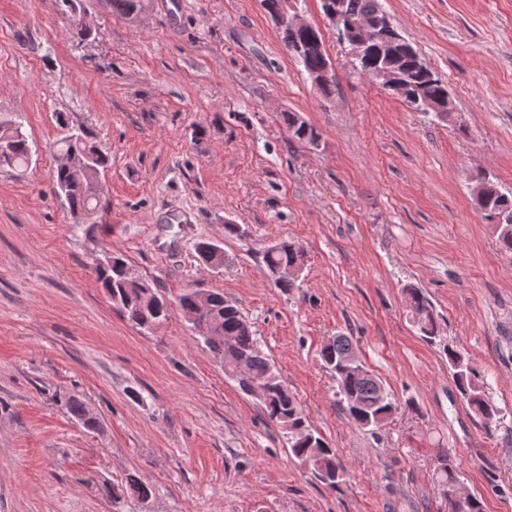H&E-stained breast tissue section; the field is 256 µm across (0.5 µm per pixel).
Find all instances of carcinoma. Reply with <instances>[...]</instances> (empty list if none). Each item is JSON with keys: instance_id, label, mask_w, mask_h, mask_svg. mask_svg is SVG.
I'll use <instances>...</instances> for the list:
<instances>
[{"instance_id": "1", "label": "carcinoma", "mask_w": 512, "mask_h": 512, "mask_svg": "<svg viewBox=\"0 0 512 512\" xmlns=\"http://www.w3.org/2000/svg\"><path fill=\"white\" fill-rule=\"evenodd\" d=\"M82 0H58L62 14L69 19L72 36L86 37V31L77 14L82 11ZM322 11L330 3H336L347 20L363 19L375 24L385 19V12L378 0H320ZM112 14L130 18L142 8V0H105ZM322 43L316 28L300 30L288 36L284 47L304 72L325 66L328 56L318 50ZM422 60L419 51L410 43L392 47L371 46L365 56L358 59L361 70L389 69L396 71L406 86V92L397 95L413 109H418V90L426 89L429 97L439 102L443 115L449 120L447 82L432 68L423 71L418 67ZM279 119L291 136L299 141L313 142L319 139L316 129L295 112H282ZM19 120L0 121V147L7 152L0 155L1 169H19L32 161V146L21 128ZM62 155L52 174L51 191L63 198L71 215H89L108 207L109 202L100 195L96 175L103 174L110 165L109 155L93 142L84 130L70 133L58 142ZM476 186L480 191L473 195L475 209L493 221L498 233V243L506 253H512V192L505 193L496 185L478 176ZM196 252L207 265L224 266L223 249L211 242H199ZM263 261L275 285L285 291L296 287L297 278L288 274L292 267L304 266V252L295 242L283 240L269 246ZM99 281L112 305L134 326L149 331L168 320L171 303L145 280L138 277L127 261L113 256L104 265L96 267ZM406 303L412 322L423 337L433 343L438 326L430 300L422 289L405 288ZM181 311L193 313L197 325L206 329L204 342L220 360L224 374L232 378L246 395L253 394V384L263 388L260 402L269 420L288 433V443L293 456L312 470L315 477L334 490L345 480V472L339 462L336 449L306 425L295 395L288 389L278 370L272 365L251 324L240 309L224 298L220 291L207 289L201 297L195 289L178 298ZM448 366L461 397L478 418L487 433L492 434L503 420L502 409L485 394L479 374L456 350L444 346ZM354 356L351 337L338 334L332 337L320 351L323 368L336 382L338 404L345 416L363 429L379 430L398 410L396 399L385 389L382 382L361 361L350 363ZM447 452L442 450L439 465L434 467L433 478L440 488L448 512H484L482 502L474 495H456L460 480L448 467Z\"/></svg>"}]
</instances>
